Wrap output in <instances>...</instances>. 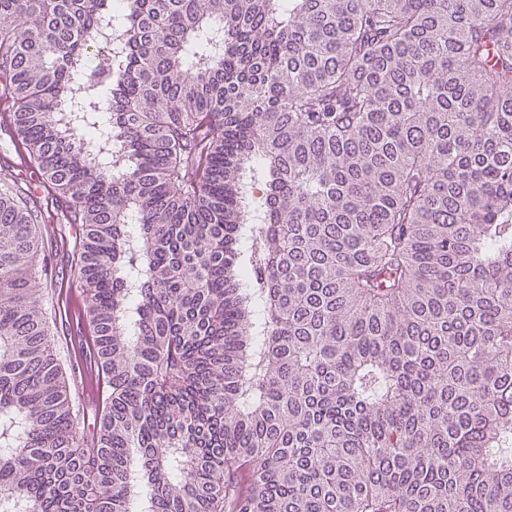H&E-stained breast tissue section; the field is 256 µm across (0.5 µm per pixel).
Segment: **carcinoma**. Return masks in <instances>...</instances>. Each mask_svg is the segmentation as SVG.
Returning <instances> with one entry per match:
<instances>
[{"mask_svg":"<svg viewBox=\"0 0 512 512\" xmlns=\"http://www.w3.org/2000/svg\"><path fill=\"white\" fill-rule=\"evenodd\" d=\"M0 79L105 374L0 189V512H512V0H0ZM4 82H0V182L7 181L14 187V192L21 197L37 216V224H40L44 239L48 240V276L47 280L42 279L39 282L43 295V308L52 317V334L55 339V345L60 353L62 361L67 369V373L73 374L75 382V393L73 394L76 409H80L83 416L85 432L92 434L97 427L98 417L96 406L90 402L83 404L80 397V365L87 367L91 356L90 350L87 352H77L72 348V336L80 341H86L91 336L90 333H81V324L83 318L87 317V307L84 296V310L77 317V320H71L68 309L66 290L72 289L73 285L77 288L79 284L74 277L75 261L80 251L83 233L79 224L69 223L68 203L66 204L56 192L54 185L45 177L41 176L37 170L34 160L26 152L20 140L12 133L13 125L11 122L9 133L2 130V126L8 125L9 115L4 112L3 99L7 105L11 106V99L8 91L5 90ZM13 143L17 145V152L14 150ZM18 157H22L27 165L28 172L26 176H18L17 171L12 167V162L19 163ZM37 182L38 186L34 183ZM82 289V288H80Z\"/></svg>","mask_w":512,"mask_h":512,"instance_id":"carcinoma-1","label":"carcinoma"}]
</instances>
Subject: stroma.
Returning a JSON list of instances; mask_svg holds the SVG:
<instances>
[{
  "mask_svg": "<svg viewBox=\"0 0 512 512\" xmlns=\"http://www.w3.org/2000/svg\"><path fill=\"white\" fill-rule=\"evenodd\" d=\"M15 141L13 134L0 130V181L14 187L36 216L48 241V276L39 283L43 306L53 319L52 334L62 361L67 371L76 375L81 366L87 365L90 355L73 349L72 338L79 335L81 323L69 315L66 292L76 283L74 269L83 239L82 227L70 223L66 204L53 184L39 174L35 163H28L26 175H17L13 164L26 157L27 152L15 148Z\"/></svg>",
  "mask_w": 512,
  "mask_h": 512,
  "instance_id": "1",
  "label": "stroma"
}]
</instances>
